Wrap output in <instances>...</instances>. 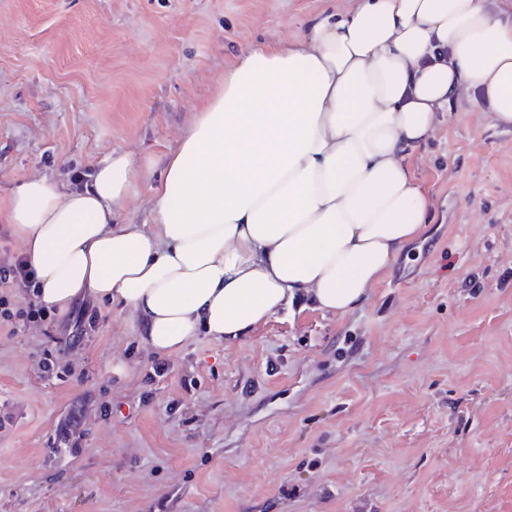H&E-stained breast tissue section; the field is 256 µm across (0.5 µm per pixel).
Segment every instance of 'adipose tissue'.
Returning <instances> with one entry per match:
<instances>
[{
    "mask_svg": "<svg viewBox=\"0 0 512 512\" xmlns=\"http://www.w3.org/2000/svg\"><path fill=\"white\" fill-rule=\"evenodd\" d=\"M439 45L447 61H432ZM462 86L512 125L511 14L486 0H359L225 74L165 156L149 223L119 220L144 176L123 152L80 190L31 176L4 217L45 307L130 310L159 355L202 334L243 338L300 299L346 314L427 224L405 151Z\"/></svg>",
    "mask_w": 512,
    "mask_h": 512,
    "instance_id": "1",
    "label": "adipose tissue"
}]
</instances>
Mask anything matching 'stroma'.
<instances>
[{
    "label": "stroma",
    "mask_w": 512,
    "mask_h": 512,
    "mask_svg": "<svg viewBox=\"0 0 512 512\" xmlns=\"http://www.w3.org/2000/svg\"><path fill=\"white\" fill-rule=\"evenodd\" d=\"M357 4L0 0V207L113 152L159 170L248 50ZM475 95L406 154L428 222L352 312L162 357L105 301L1 329L0 512H512V126Z\"/></svg>",
    "instance_id": "stroma-1"
}]
</instances>
